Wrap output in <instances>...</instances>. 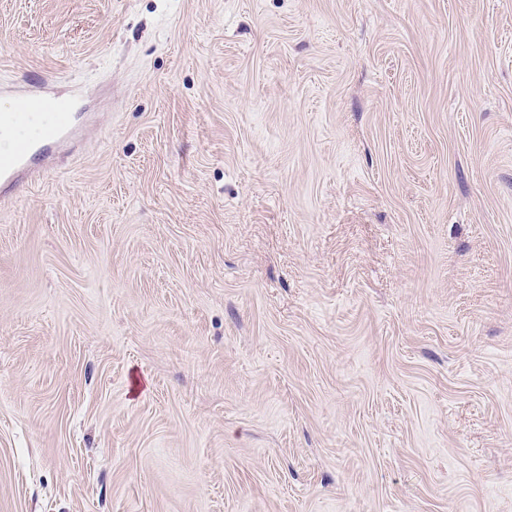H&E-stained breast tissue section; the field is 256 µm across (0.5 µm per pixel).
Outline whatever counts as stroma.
I'll return each mask as SVG.
<instances>
[{
    "mask_svg": "<svg viewBox=\"0 0 512 512\" xmlns=\"http://www.w3.org/2000/svg\"><path fill=\"white\" fill-rule=\"evenodd\" d=\"M98 119L0 200V512H512V0H0Z\"/></svg>",
    "mask_w": 512,
    "mask_h": 512,
    "instance_id": "1",
    "label": "stroma"
}]
</instances>
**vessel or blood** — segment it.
Masks as SVG:
<instances>
[{"label":"vessel or blood","instance_id":"vessel-or-blood-1","mask_svg":"<svg viewBox=\"0 0 512 512\" xmlns=\"http://www.w3.org/2000/svg\"><path fill=\"white\" fill-rule=\"evenodd\" d=\"M13 94L35 106V113L10 116L8 133L0 132V186L32 181L51 171L58 145L82 133L71 105L57 100L44 87L0 84V95Z\"/></svg>","mask_w":512,"mask_h":512}]
</instances>
